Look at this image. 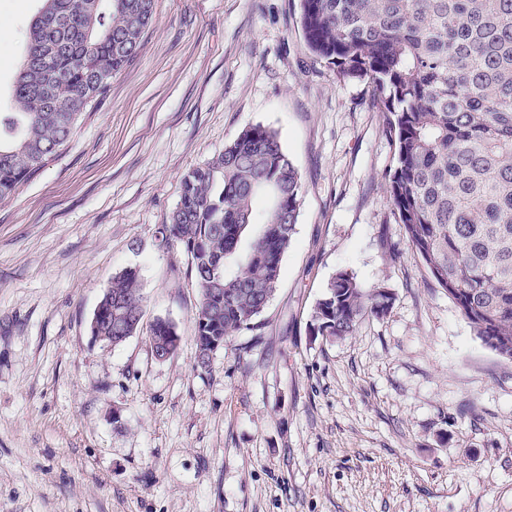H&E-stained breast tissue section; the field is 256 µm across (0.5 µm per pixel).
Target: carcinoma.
Here are the masks:
<instances>
[{"label": "carcinoma", "mask_w": 512, "mask_h": 512, "mask_svg": "<svg viewBox=\"0 0 512 512\" xmlns=\"http://www.w3.org/2000/svg\"><path fill=\"white\" fill-rule=\"evenodd\" d=\"M38 2L10 111L0 112V199L65 148L136 57L156 10V0ZM300 15L311 51L337 79L368 81L386 114L389 203L407 244L474 335L512 361V0H300ZM301 196L298 168L260 124L184 175L163 239L186 254L200 290L197 357L210 339L254 328L277 290ZM392 300L340 271L315 303L311 329L349 336ZM143 308L138 274L118 273L97 335L136 334ZM176 335L159 318L150 341Z\"/></svg>", "instance_id": "1"}]
</instances>
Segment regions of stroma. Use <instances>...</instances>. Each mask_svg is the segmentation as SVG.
I'll return each mask as SVG.
<instances>
[{
	"label": "stroma",
	"instance_id": "35a3bbf8",
	"mask_svg": "<svg viewBox=\"0 0 512 512\" xmlns=\"http://www.w3.org/2000/svg\"><path fill=\"white\" fill-rule=\"evenodd\" d=\"M34 8L0 0V111ZM251 124L298 167L300 211L255 329L203 370L199 290L162 227L184 174ZM385 125L366 82L309 50L299 0H157L67 149L0 200V512H512V361L408 246ZM125 269L141 327L92 343ZM341 271L392 305L314 335ZM159 318L181 337L164 360ZM150 335L151 344L154 341L164 342L153 345L152 352L155 358L159 360L167 359L170 356V347L166 344L167 341L165 342L166 336H179L176 325L169 320L159 318L153 324Z\"/></svg>",
	"mask_w": 512,
	"mask_h": 512
}]
</instances>
